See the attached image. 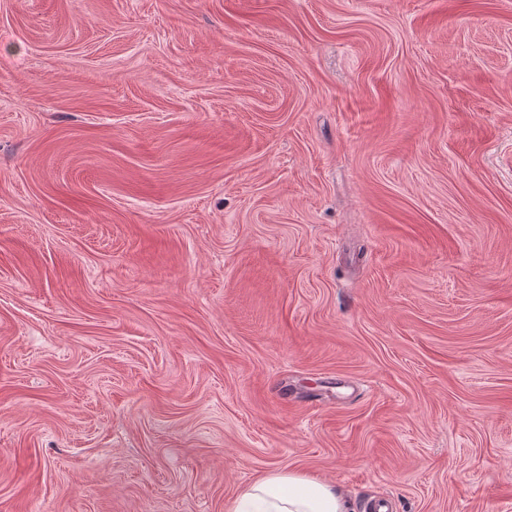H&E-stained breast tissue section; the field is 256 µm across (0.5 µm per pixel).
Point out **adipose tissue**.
<instances>
[{"instance_id": "adipose-tissue-1", "label": "adipose tissue", "mask_w": 512, "mask_h": 512, "mask_svg": "<svg viewBox=\"0 0 512 512\" xmlns=\"http://www.w3.org/2000/svg\"><path fill=\"white\" fill-rule=\"evenodd\" d=\"M335 486L294 470L277 469L250 486L228 512H351Z\"/></svg>"}]
</instances>
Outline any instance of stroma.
I'll use <instances>...</instances> for the list:
<instances>
[{"instance_id":"1","label":"stroma","mask_w":512,"mask_h":512,"mask_svg":"<svg viewBox=\"0 0 512 512\" xmlns=\"http://www.w3.org/2000/svg\"><path fill=\"white\" fill-rule=\"evenodd\" d=\"M512 512V0H0V512ZM346 496L322 479L277 469L250 486L228 512H353Z\"/></svg>"}]
</instances>
